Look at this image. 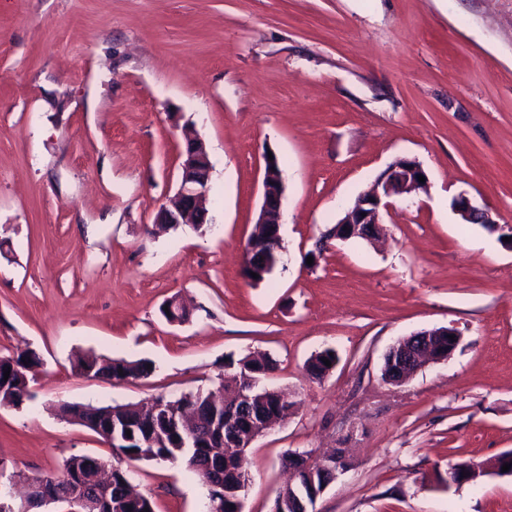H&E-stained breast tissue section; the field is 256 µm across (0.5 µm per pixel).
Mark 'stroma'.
Returning <instances> with one entry per match:
<instances>
[{
  "label": "stroma",
  "instance_id": "35a3bbf8",
  "mask_svg": "<svg viewBox=\"0 0 512 512\" xmlns=\"http://www.w3.org/2000/svg\"><path fill=\"white\" fill-rule=\"evenodd\" d=\"M212 163L214 226L156 232L180 183L182 128ZM285 186L288 255L242 273L266 155ZM426 192L383 238L315 245L396 158ZM495 228L462 223L458 195ZM181 299L190 317L161 314ZM455 328L448 361L382 377L392 344ZM336 364L306 372L324 349ZM42 366L0 406V462L29 477L111 449L55 413L214 389L267 354L283 423L247 455L243 512H271L289 450L346 449L314 512H512V476L448 487V469L512 451V0H0V353ZM148 359L91 379L76 353ZM155 512H202L177 462H130ZM333 353V356H330ZM326 358L331 362V366H327L322 361ZM336 363V353L333 349H324L311 356L307 361L306 371L312 379L321 380L334 367Z\"/></svg>",
  "mask_w": 512,
  "mask_h": 512
}]
</instances>
